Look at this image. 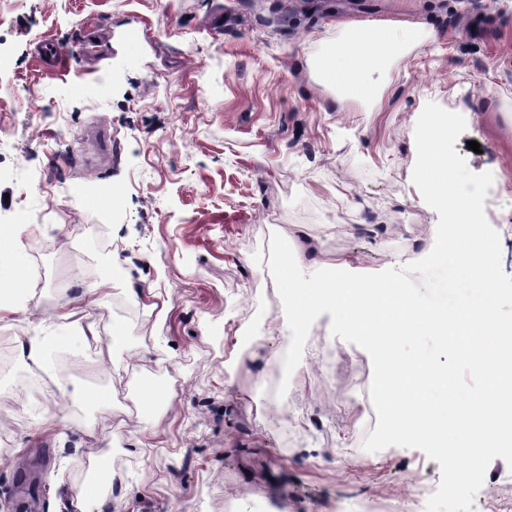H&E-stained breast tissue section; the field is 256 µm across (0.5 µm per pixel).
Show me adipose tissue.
<instances>
[{
  "instance_id": "ef3b65f1",
  "label": "adipose tissue",
  "mask_w": 512,
  "mask_h": 512,
  "mask_svg": "<svg viewBox=\"0 0 512 512\" xmlns=\"http://www.w3.org/2000/svg\"><path fill=\"white\" fill-rule=\"evenodd\" d=\"M423 29L409 25L402 42H394L382 32L381 24L346 25L334 46L320 57L316 66L321 74L337 81L356 99L377 98L382 91L369 80L373 67L388 65L405 45L424 40Z\"/></svg>"
}]
</instances>
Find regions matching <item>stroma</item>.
Wrapping results in <instances>:
<instances>
[{"instance_id":"35a3bbf8","label":"stroma","mask_w":512,"mask_h":512,"mask_svg":"<svg viewBox=\"0 0 512 512\" xmlns=\"http://www.w3.org/2000/svg\"><path fill=\"white\" fill-rule=\"evenodd\" d=\"M368 21L428 37L371 71L380 100L345 101L310 63ZM8 82L0 226L30 286L0 316V512H78L85 488L92 512H424L440 465L363 450L372 362L330 314L307 342L334 356L285 376L270 238L306 244L308 274L425 257L439 215L411 172L433 101L464 117L469 170L494 176L485 214L512 277V0H0ZM47 330L61 341L20 388L19 342ZM497 506L512 512L499 457L471 512Z\"/></svg>"}]
</instances>
